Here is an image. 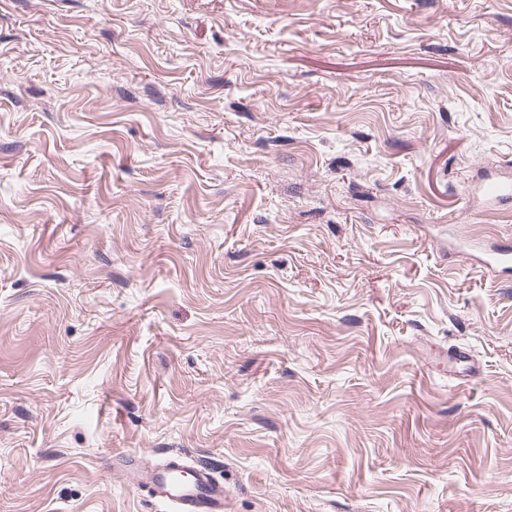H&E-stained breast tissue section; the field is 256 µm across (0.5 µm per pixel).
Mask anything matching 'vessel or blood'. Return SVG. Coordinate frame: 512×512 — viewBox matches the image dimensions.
Instances as JSON below:
<instances>
[{
  "mask_svg": "<svg viewBox=\"0 0 512 512\" xmlns=\"http://www.w3.org/2000/svg\"><path fill=\"white\" fill-rule=\"evenodd\" d=\"M483 267H512V248L495 246L479 260ZM132 486L147 489L149 496L168 506L171 512H226L228 493L209 467L194 465L183 456L145 466L130 476Z\"/></svg>",
  "mask_w": 512,
  "mask_h": 512,
  "instance_id": "obj_1",
  "label": "vessel or blood"
}]
</instances>
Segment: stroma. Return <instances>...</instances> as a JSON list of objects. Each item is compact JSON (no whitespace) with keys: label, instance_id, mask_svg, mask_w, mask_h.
Returning <instances> with one entry per match:
<instances>
[{"label":"stroma","instance_id":"35a3bbf8","mask_svg":"<svg viewBox=\"0 0 512 512\" xmlns=\"http://www.w3.org/2000/svg\"><path fill=\"white\" fill-rule=\"evenodd\" d=\"M490 175L512 0H0V512H512ZM190 472L191 477H185ZM130 483L146 488L149 496L168 506L173 512H224L228 509V493L209 467L194 465L181 455L161 465L141 467L130 474Z\"/></svg>","mask_w":512,"mask_h":512}]
</instances>
